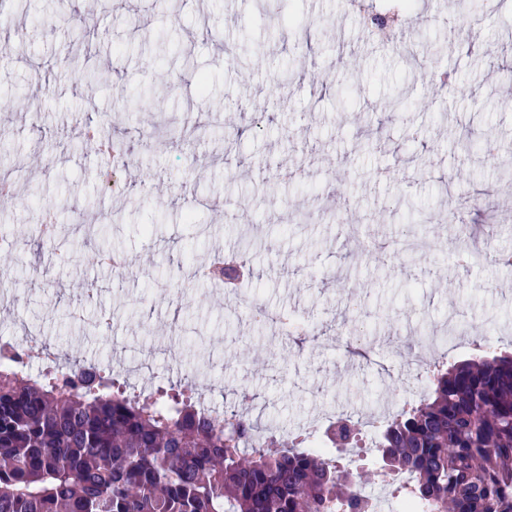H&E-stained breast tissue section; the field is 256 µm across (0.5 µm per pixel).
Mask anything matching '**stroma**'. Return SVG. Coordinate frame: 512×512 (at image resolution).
<instances>
[{
	"mask_svg": "<svg viewBox=\"0 0 512 512\" xmlns=\"http://www.w3.org/2000/svg\"><path fill=\"white\" fill-rule=\"evenodd\" d=\"M9 0L0 97L48 77L41 112L0 100V144L16 200L0 206L11 244L0 281L19 300L0 315V340L29 325L64 357L153 356L142 388L168 387L173 364L209 356V399L261 409L290 441L321 415L372 416L403 401L402 355L413 341L455 335L435 350L453 362L512 352V267L454 259L458 225L473 251L496 232L512 253V0H416L390 37L368 32L347 0ZM99 43L85 52V17ZM471 51L448 47L450 35ZM241 62L228 63L225 48ZM109 65L85 98L69 60ZM208 74L200 91L199 74ZM403 93L407 108L383 106ZM113 126L150 133L122 192L98 185L80 143L82 101ZM376 134L363 144L360 133ZM180 138L173 149L167 137ZM495 142L499 151L483 145ZM54 202L70 262L32 234ZM192 210L185 221L183 210ZM114 214L103 237L75 225ZM134 260L130 277L92 263L102 244ZM246 251L237 293L194 279L178 259ZM96 281L87 298L84 285ZM301 317L310 340H270L247 304ZM118 308L112 335L92 327Z\"/></svg>",
	"mask_w": 512,
	"mask_h": 512,
	"instance_id": "obj_1",
	"label": "stroma"
}]
</instances>
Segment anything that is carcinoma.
Listing matches in <instances>:
<instances>
[{"mask_svg": "<svg viewBox=\"0 0 512 512\" xmlns=\"http://www.w3.org/2000/svg\"><path fill=\"white\" fill-rule=\"evenodd\" d=\"M253 430L202 415L189 385L132 395L75 361L0 363V512H376L361 476L297 437L248 448ZM376 452L424 512H512V354L437 369Z\"/></svg>", "mask_w": 512, "mask_h": 512, "instance_id": "carcinoma-1", "label": "carcinoma"}]
</instances>
